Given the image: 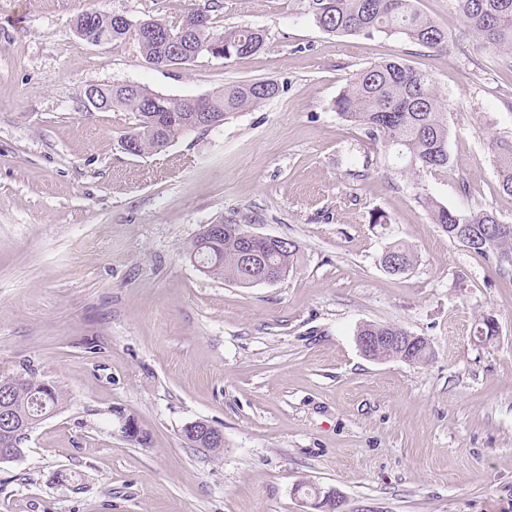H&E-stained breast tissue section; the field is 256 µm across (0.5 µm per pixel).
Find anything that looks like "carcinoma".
I'll return each instance as SVG.
<instances>
[{
    "instance_id": "obj_1",
    "label": "carcinoma",
    "mask_w": 512,
    "mask_h": 512,
    "mask_svg": "<svg viewBox=\"0 0 512 512\" xmlns=\"http://www.w3.org/2000/svg\"><path fill=\"white\" fill-rule=\"evenodd\" d=\"M463 16V34L475 38L492 54L512 55V0H456ZM300 9L322 31L337 36L382 33L399 36L429 49L448 48V31L422 13L415 0H300ZM149 33L140 31V22H125L115 14L91 8L78 16V35L90 43H121L133 36L145 59L152 64L163 61L173 66H189L198 58L220 56L222 59L247 58L259 54L267 39L260 27L233 26L222 31L213 22L183 36L164 18H146ZM280 93L275 81H232L206 95L210 111L226 121L233 115L256 110ZM99 111L132 112L137 124L123 143H135L134 156L161 150L180 137L193 132L194 113L186 99L171 97L145 86L130 88L125 83L102 85L97 92ZM333 107L343 121L363 131L365 137L381 143L384 152L405 170L431 175L446 173L452 161L448 151V103L433 76L388 58L359 70L336 97ZM492 151L500 190L512 196V137H496ZM432 223L441 226L449 238L457 239L459 225L473 239L470 251L494 257L501 267L512 268V224L503 223L491 209L460 212L431 198H421ZM224 236H215L210 225L202 226L187 254L197 260L200 253L209 256L203 273L232 281L242 287L253 285L262 272L248 267L243 257L244 225L235 217H222ZM300 248L290 240L287 246L271 254L280 269L293 271ZM385 254L395 258L406 270L415 263L412 248L404 243L387 247ZM403 327L395 324H364L358 332L365 336H397ZM0 406L8 409L16 422L17 437L13 448L24 453L23 441L42 416L63 404L65 394L59 387L43 399V380L33 372L0 375Z\"/></svg>"
}]
</instances>
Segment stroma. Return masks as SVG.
Instances as JSON below:
<instances>
[{
	"instance_id": "obj_1",
	"label": "stroma",
	"mask_w": 512,
	"mask_h": 512,
	"mask_svg": "<svg viewBox=\"0 0 512 512\" xmlns=\"http://www.w3.org/2000/svg\"><path fill=\"white\" fill-rule=\"evenodd\" d=\"M211 2L0 0V374L32 370L66 396L0 464V512H305L302 483L337 489L347 512H512V271L417 201L512 224L490 149L512 135V57L460 37L454 0H416L452 32L444 50L326 34L298 0ZM93 7L208 10L220 29H266L267 46L159 68L133 39H80ZM392 57L450 104L452 172L400 171L334 112L358 70ZM257 79L281 94L144 156L121 147L133 113L83 105L90 84L192 98ZM227 216L296 241V271L250 287L203 274L186 248ZM395 240L417 256L402 275L381 265ZM366 323L426 337L431 358L364 357ZM128 417L145 442L124 436ZM201 420L220 454L185 442Z\"/></svg>"
}]
</instances>
